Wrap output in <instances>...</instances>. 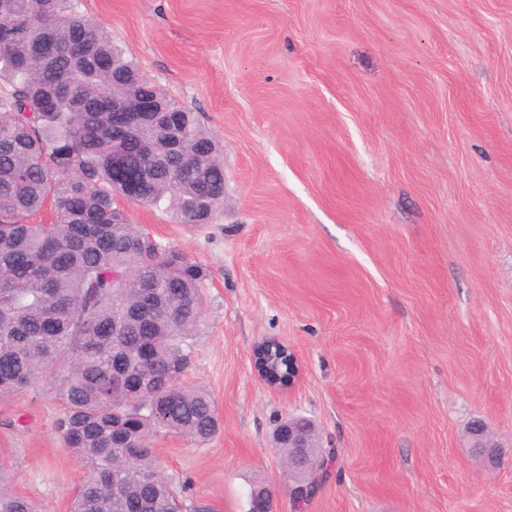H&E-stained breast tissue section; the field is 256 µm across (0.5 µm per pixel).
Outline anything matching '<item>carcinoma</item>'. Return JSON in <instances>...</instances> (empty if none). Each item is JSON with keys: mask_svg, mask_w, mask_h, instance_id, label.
I'll return each instance as SVG.
<instances>
[{"mask_svg": "<svg viewBox=\"0 0 512 512\" xmlns=\"http://www.w3.org/2000/svg\"><path fill=\"white\" fill-rule=\"evenodd\" d=\"M1 23L0 396L42 381L62 400L55 429L88 466L71 512H177L150 441L220 430L209 393L182 382L203 271L157 252L119 196L204 223L224 205V147L72 0H0ZM46 36L60 46L49 62L33 54ZM101 57L115 69L99 70ZM146 96L151 115L137 111ZM103 99L129 111L128 131L112 129ZM47 208L52 222L33 221ZM0 512H38L1 470Z\"/></svg>", "mask_w": 512, "mask_h": 512, "instance_id": "carcinoma-1", "label": "carcinoma"}]
</instances>
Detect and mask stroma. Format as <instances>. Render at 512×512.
<instances>
[{
    "instance_id": "1",
    "label": "stroma",
    "mask_w": 512,
    "mask_h": 512,
    "mask_svg": "<svg viewBox=\"0 0 512 512\" xmlns=\"http://www.w3.org/2000/svg\"><path fill=\"white\" fill-rule=\"evenodd\" d=\"M224 146V206L132 223L204 272L184 382L221 432L152 440L184 512H512V0H78ZM266 339L296 354L283 389ZM44 384L0 397V468L69 512L87 468ZM315 421L303 510L274 431ZM504 448L489 468L466 428ZM274 344L279 345L282 349H286V351L288 352V356L289 355L291 356V360H290L291 373L290 374H288V370H289L288 356H285L278 361V368H279L281 375H283V377H287L286 375L288 374V383L287 384L280 383L278 371L273 367L271 361H268V360H266V358H264V356H265L264 353H261L262 354L261 356H257V353L259 351L263 352V350L265 348H267L268 346H271V349H273L275 347ZM259 360H262V361H259ZM254 363H255V366L257 367V371L259 372L262 379L267 383L268 386H270L271 388H274V389L282 388V387H285L286 385L289 386L295 380V378L298 376V364H297V359H296L295 355L293 353H290L288 351V347H286L280 341L265 340L262 343H260L256 347L255 352H254Z\"/></svg>"
}]
</instances>
